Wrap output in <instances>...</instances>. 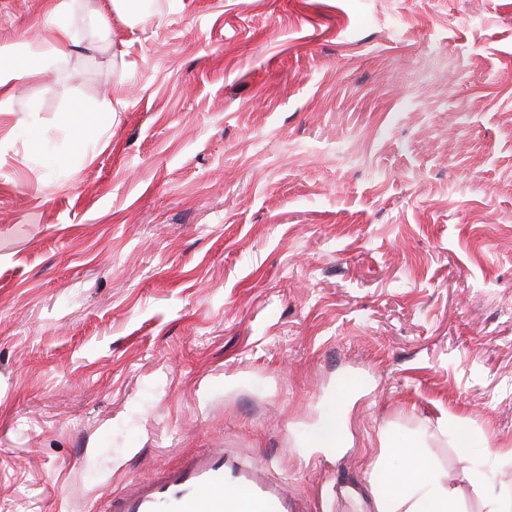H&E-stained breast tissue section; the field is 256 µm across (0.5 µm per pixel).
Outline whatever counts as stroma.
<instances>
[{"mask_svg":"<svg viewBox=\"0 0 512 512\" xmlns=\"http://www.w3.org/2000/svg\"><path fill=\"white\" fill-rule=\"evenodd\" d=\"M0 0V512L191 451L360 512L380 437L512 457V0ZM335 417L346 447H311Z\"/></svg>","mask_w":512,"mask_h":512,"instance_id":"1","label":"stroma"}]
</instances>
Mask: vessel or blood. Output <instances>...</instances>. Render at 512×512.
I'll list each match as a JSON object with an SVG mask.
<instances>
[{
    "label": "vessel or blood",
    "instance_id": "b4317fda",
    "mask_svg": "<svg viewBox=\"0 0 512 512\" xmlns=\"http://www.w3.org/2000/svg\"><path fill=\"white\" fill-rule=\"evenodd\" d=\"M112 512H309L266 465L206 448L184 454L113 500Z\"/></svg>",
    "mask_w": 512,
    "mask_h": 512
}]
</instances>
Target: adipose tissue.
<instances>
[{
	"label": "adipose tissue",
	"mask_w": 512,
	"mask_h": 512,
	"mask_svg": "<svg viewBox=\"0 0 512 512\" xmlns=\"http://www.w3.org/2000/svg\"><path fill=\"white\" fill-rule=\"evenodd\" d=\"M367 512H461L454 487L423 454L407 450L398 473H375Z\"/></svg>",
	"instance_id": "1"
}]
</instances>
